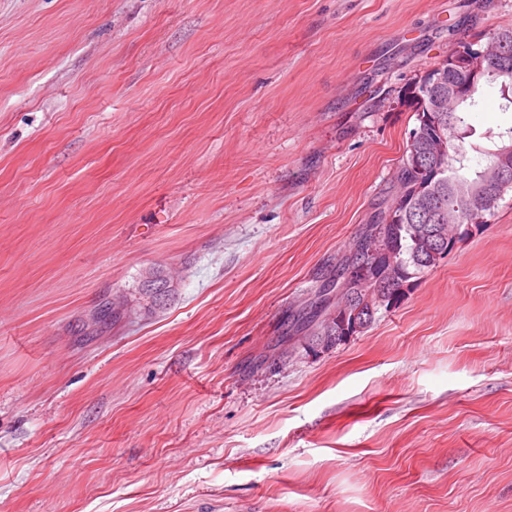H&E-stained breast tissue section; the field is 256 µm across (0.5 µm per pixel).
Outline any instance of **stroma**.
<instances>
[{"instance_id":"35a3bbf8","label":"stroma","mask_w":512,"mask_h":512,"mask_svg":"<svg viewBox=\"0 0 512 512\" xmlns=\"http://www.w3.org/2000/svg\"><path fill=\"white\" fill-rule=\"evenodd\" d=\"M511 25L512 0H0V512H512V191L364 332L288 340L391 198L410 89ZM467 122L476 164L498 85Z\"/></svg>"}]
</instances>
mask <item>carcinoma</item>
<instances>
[{"label": "carcinoma", "mask_w": 512, "mask_h": 512, "mask_svg": "<svg viewBox=\"0 0 512 512\" xmlns=\"http://www.w3.org/2000/svg\"><path fill=\"white\" fill-rule=\"evenodd\" d=\"M503 75L485 77L475 88L470 97L462 100L458 106L443 117L444 133L448 136V155L437 163L443 169L444 181L436 188L430 200L423 205L412 204V198L419 197L420 180L415 165L400 163L397 172L400 181L393 182V204L396 205V220L386 225L389 241L393 248V263L386 267L378 280H358L347 288L344 299L358 310V328L363 331L374 321L382 308H389L399 302L405 295V289L413 279H420L427 271L435 267L440 260L451 253L456 245L469 233V226L476 219L488 222L495 207H490L486 214L479 216L471 208L470 202L452 192L456 183H477L484 168L469 170L465 139L474 135L473 129L464 118V114L478 105L483 88L493 82L500 83V94L505 100V107H512V41L509 42L506 55L500 62ZM436 93L434 88H426L417 82L410 92L417 124H422V100ZM448 208L454 209L460 219L458 227L448 226V243L440 246L439 240L426 233L429 225L437 223L438 215ZM330 298L321 295V290L314 291L313 297L298 315L291 331L302 335V340L312 349L320 345L333 349L347 340L340 325L331 318Z\"/></svg>", "instance_id": "1"}]
</instances>
